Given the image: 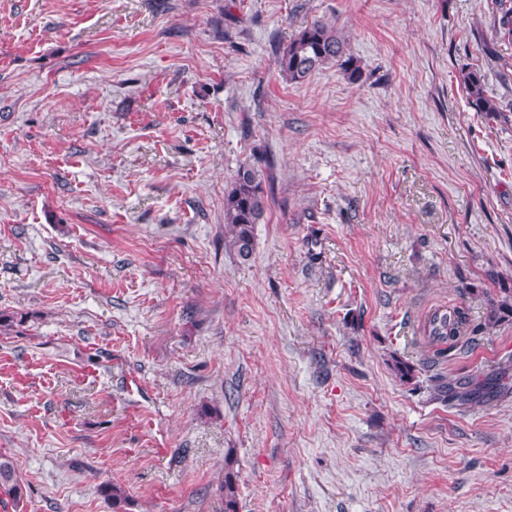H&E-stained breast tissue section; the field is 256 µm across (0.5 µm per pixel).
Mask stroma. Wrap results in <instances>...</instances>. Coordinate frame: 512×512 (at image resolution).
Here are the masks:
<instances>
[{
	"mask_svg": "<svg viewBox=\"0 0 512 512\" xmlns=\"http://www.w3.org/2000/svg\"><path fill=\"white\" fill-rule=\"evenodd\" d=\"M493 0H0V512H512V45ZM360 67L288 81L314 21ZM500 114L477 111L462 71ZM267 207L249 260L240 165ZM468 309L444 360L423 328ZM496 323H489V315ZM414 367L400 381L394 359ZM479 385L469 405L434 377ZM266 205L260 171L254 166H240L224 194V221L242 260H248L253 253L254 224L263 219ZM18 464L8 456L0 455V496L20 502L25 495V485L18 479Z\"/></svg>",
	"mask_w": 512,
	"mask_h": 512,
	"instance_id": "1",
	"label": "stroma"
}]
</instances>
